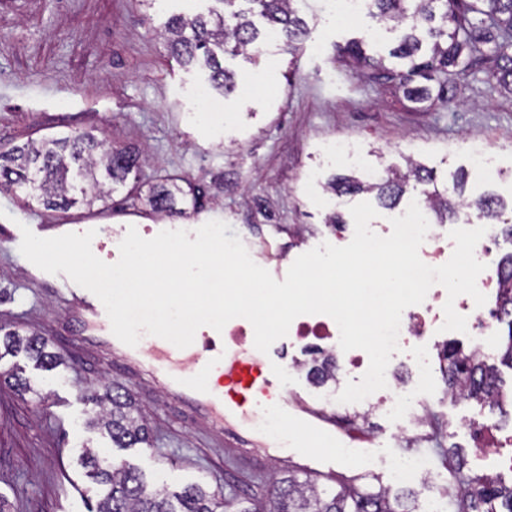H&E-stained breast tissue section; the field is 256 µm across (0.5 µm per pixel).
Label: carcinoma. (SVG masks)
<instances>
[{
    "instance_id": "1",
    "label": "carcinoma",
    "mask_w": 512,
    "mask_h": 512,
    "mask_svg": "<svg viewBox=\"0 0 512 512\" xmlns=\"http://www.w3.org/2000/svg\"><path fill=\"white\" fill-rule=\"evenodd\" d=\"M220 8L208 14L177 15L169 19L163 37L171 54L183 66L197 65L208 71L210 84L226 93L234 89L233 73L224 67V58L243 56L256 64L267 34L275 31L288 52L299 49L308 33L298 16V0H213ZM370 15L403 31L390 57L367 53L360 40L338 47L343 62L361 70L369 82L394 90L411 103L448 105L455 96L457 79L480 62L486 73L512 91V0H367ZM436 82L437 93L427 86ZM139 168V155L130 148H116L92 133L83 132L28 142L0 154V189L24 196L29 207L37 203L46 209H65L82 201L89 208L106 204L115 186L125 184ZM386 176L375 183L337 177L330 189L339 194L370 192L385 208L396 207L407 192L410 178L422 185L433 183L431 174L412 159L407 172L385 169ZM454 198L448 190L423 191L433 223L445 224L448 215L464 208L461 183L454 184ZM200 190L189 191L178 184H160L149 189L146 203L152 211L167 216H183L200 203ZM492 223L503 222L509 204L486 196L473 201ZM505 279L493 316L507 325L508 334L500 346V360L512 368V253L499 259ZM0 344L8 352L23 351L41 365H63L58 354L48 350L45 339L34 332L3 331ZM440 355L446 365L447 394L475 400L490 412L501 409L496 368L476 364L463 348L445 345ZM331 361L323 358L308 369L309 379L326 383ZM100 407L90 424L104 429L117 448L151 443V435L138 409L112 385L85 396ZM80 465L102 498L97 512H421L413 493H393L388 487L366 488L357 479L336 477L335 484L319 485L316 476L301 481L294 475L272 480L261 501L244 500L235 493L212 490L194 484L181 491L150 488L143 474L124 466L105 463L99 451L87 448ZM449 486L457 490L471 485L470 499L455 496L457 512H512V485L481 475H463L454 464L448 469Z\"/></svg>"
}]
</instances>
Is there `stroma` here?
Instances as JSON below:
<instances>
[{"instance_id": "35a3bbf8", "label": "stroma", "mask_w": 512, "mask_h": 512, "mask_svg": "<svg viewBox=\"0 0 512 512\" xmlns=\"http://www.w3.org/2000/svg\"><path fill=\"white\" fill-rule=\"evenodd\" d=\"M211 7V0H155L151 6L145 0H0V153L74 131L139 147L147 161L113 193V226L176 230L220 220L228 225L227 236L274 243L292 260L329 241L330 214L341 218L345 232L353 231L349 208L367 196L326 191L336 176L388 166L402 170L412 158L441 187L465 174V198L493 193L512 199V95L475 72L448 106L415 112L394 103L384 88L338 61L336 48L372 35L375 50L384 54L399 31L379 29L365 12L336 21L326 0H304L308 35L296 54L272 42L259 64L226 58L237 85L217 96V114L199 120L206 73L180 66L162 31L172 15ZM249 76L255 84L246 90L242 82ZM473 136L498 167L496 182L484 181L473 167ZM333 138L356 146V163L327 157L324 146ZM170 180L202 189L198 212L173 219L150 211L146 191ZM85 211L81 204L28 208L0 192V325L38 332L66 357L64 366L45 369L22 353L0 356V373L17 374L31 386L26 394L0 387V495L14 502L15 512H94L98 493L77 458L83 448L95 447L112 464L138 468L153 485L178 491L200 483L261 498L270 476L287 475L286 467L233 458L199 410L168 396L153 375L131 369L90 337L55 283L29 279L9 230L19 223L57 224ZM108 381L140 410L152 445L119 449L87 427L96 407L82 394ZM284 381L288 400L344 415V404L328 400L326 387L305 372L285 373ZM433 390L441 448L399 440L396 421L375 414L374 440L358 462H348L339 443L312 435L289 439L288 450L304 443L317 454L335 453L337 473L369 475L384 486L391 483L390 457L424 453L440 481L414 492L422 502L432 495L447 499L448 447H456L465 472L483 471L468 431L452 427V420L481 421L490 414L473 401H448L442 372H435Z\"/></svg>"}]
</instances>
